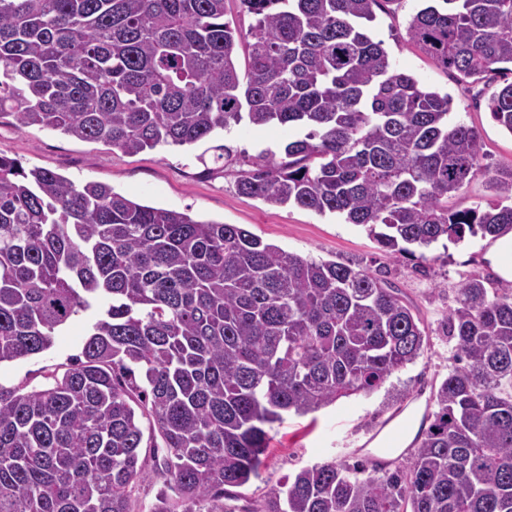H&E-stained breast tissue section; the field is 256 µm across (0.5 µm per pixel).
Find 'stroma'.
<instances>
[{"label": "stroma", "mask_w": 512, "mask_h": 512, "mask_svg": "<svg viewBox=\"0 0 512 512\" xmlns=\"http://www.w3.org/2000/svg\"><path fill=\"white\" fill-rule=\"evenodd\" d=\"M420 7L421 0H387L377 11L375 38L383 41L396 69L412 74L431 90L452 96L457 119L476 127L482 135L484 166H512V134L494 121L486 107L500 80L458 78L411 44L407 26ZM287 141L284 127H235L190 149L166 147L130 155L102 142L77 140L37 125L19 129L11 117H0V156L18 159L25 168H45L78 185L105 183L145 205L242 225L264 242L291 253L367 267L401 289L413 306L429 332L423 356L391 376L378 392L343 398L314 417L290 415L274 425L268 466L261 479L244 488L253 500L304 466L332 459L354 463L359 458L357 445L384 422L401 428L403 443H411L424 412L435 409L434 387L453 365L443 323L455 305L461 282L471 276L491 283L504 277L501 268L487 258V239L469 236L446 248L433 246L426 249L427 262L421 267L411 257L386 254L363 227L295 205L272 207L240 195L234 186L235 168L209 174L197 159L212 142L254 156L266 149L282 154ZM94 317L91 310L81 313L58 331L50 349L0 364V384L39 387L46 374L80 354Z\"/></svg>", "instance_id": "obj_1"}]
</instances>
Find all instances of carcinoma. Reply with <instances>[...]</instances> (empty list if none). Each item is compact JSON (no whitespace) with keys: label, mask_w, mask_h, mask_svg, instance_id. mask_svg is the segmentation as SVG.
Instances as JSON below:
<instances>
[{"label":"carcinoma","mask_w":512,"mask_h":512,"mask_svg":"<svg viewBox=\"0 0 512 512\" xmlns=\"http://www.w3.org/2000/svg\"><path fill=\"white\" fill-rule=\"evenodd\" d=\"M0 0V115L128 154L234 127L302 131L278 160L209 147L236 191L367 228L418 262L444 239L512 233V167L496 201L453 211L481 171L480 132L395 69L381 0ZM407 26L445 69L504 85L512 134V0H444ZM97 308L81 355L38 388L0 384V512H512V285L470 277L448 310L454 365L409 462L299 470L255 505L269 430L378 391L429 334L366 267L287 253L238 224L144 205L0 156V363L39 354ZM164 450L147 469L141 448ZM161 489H163L162 481L154 477L140 482L134 493L138 510H148L149 505L155 501V497Z\"/></svg>","instance_id":"1"}]
</instances>
